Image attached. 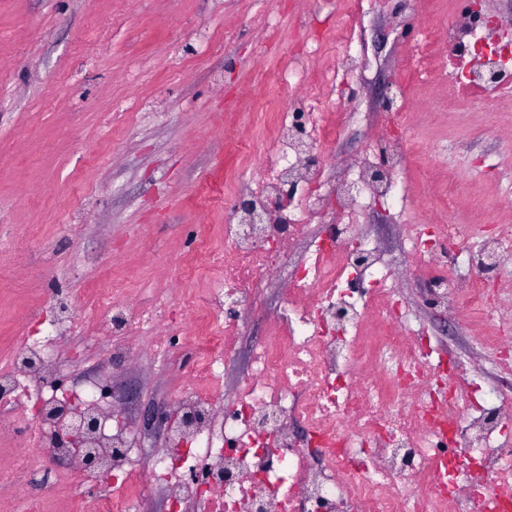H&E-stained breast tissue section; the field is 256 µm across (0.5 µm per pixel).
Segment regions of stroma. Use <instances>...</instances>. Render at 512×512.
Instances as JSON below:
<instances>
[{
	"mask_svg": "<svg viewBox=\"0 0 512 512\" xmlns=\"http://www.w3.org/2000/svg\"><path fill=\"white\" fill-rule=\"evenodd\" d=\"M431 0H398L394 11L358 16L336 95L354 112L324 146L328 183L354 179L368 141L392 119L380 96L398 79L422 27L440 25ZM343 16L314 0H0V363L16 337L54 336L47 297L65 289L70 309L95 323L97 300L130 291L141 306L181 287L200 239L224 245V194L259 178L254 159L281 112L296 106L280 81L299 49ZM506 131L448 130L447 115L411 149L403 198L361 200L411 329L430 337L449 381L512 394V375L474 342L465 323L425 304L407 274L406 217L433 221L410 190L425 162L465 171L470 194L497 203ZM40 317L29 319L28 311ZM189 360H145L112 381L113 397L143 413L173 392Z\"/></svg>",
	"mask_w": 512,
	"mask_h": 512,
	"instance_id": "35a3bbf8",
	"label": "stroma"
}]
</instances>
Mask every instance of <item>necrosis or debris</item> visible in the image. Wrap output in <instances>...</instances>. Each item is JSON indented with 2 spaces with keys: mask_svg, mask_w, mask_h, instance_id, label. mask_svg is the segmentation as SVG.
Returning <instances> with one entry per match:
<instances>
[{
  "mask_svg": "<svg viewBox=\"0 0 512 512\" xmlns=\"http://www.w3.org/2000/svg\"><path fill=\"white\" fill-rule=\"evenodd\" d=\"M482 28L456 17L424 29L412 50L424 61V82L438 88L447 59L482 43L477 67L458 73L455 110L475 111L485 97H512V42H481ZM303 63L283 80L304 86L305 108L282 116L269 150L259 157L261 180L239 179L247 196L272 219L246 223L234 199L224 204V250L201 251L200 262L224 269V285L209 289L195 312L190 344L194 361L178 395L163 408L199 413L189 431L170 432L155 456L136 450L140 436L109 400L104 378L88 376L78 394L97 412L111 450V472L85 467L70 448L52 446L58 417L35 420V395L52 400L67 370L52 341L23 338L0 366V505L15 512H143L161 488L177 512H512V445L500 434L512 423V399L497 395L477 405L459 390H441L429 343L410 330L397 276L344 199L309 161L335 132L325 112L336 95L335 70L307 77ZM373 142L361 154L357 181L368 198L390 195L405 164L407 141L392 140L389 165L373 178ZM439 198L443 224H407L409 270L428 276L432 301L471 319L475 338L512 372V226L467 224L455 216L462 188L457 168L447 172ZM323 232L312 233L313 224ZM309 241L306 258L290 272L284 307L270 316V333L256 344L236 396L212 394L220 364L236 357L247 324L264 305L263 285L278 276L296 246ZM469 247L471 274L457 287L447 247ZM110 335L108 361L132 362L134 335L150 334L172 352V331L160 311L133 296L102 300ZM35 436H28L31 423ZM302 424L306 439L294 433ZM53 482L31 496L28 476Z\"/></svg>",
  "mask_w": 512,
  "mask_h": 512,
  "instance_id": "necrosis-or-debris-1",
  "label": "necrosis or debris"
}]
</instances>
